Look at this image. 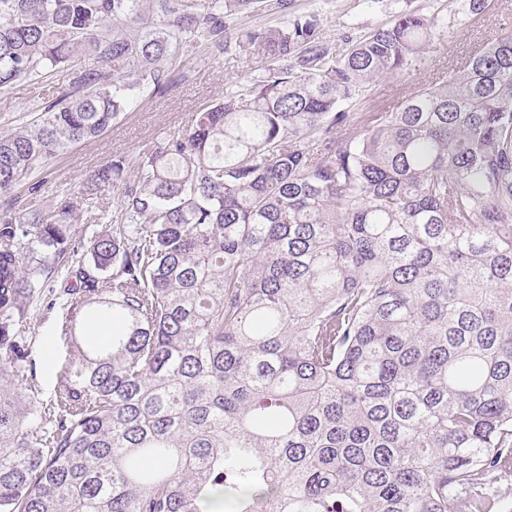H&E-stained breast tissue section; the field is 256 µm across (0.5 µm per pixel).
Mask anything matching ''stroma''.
<instances>
[{
  "instance_id": "35a3bbf8",
  "label": "stroma",
  "mask_w": 512,
  "mask_h": 512,
  "mask_svg": "<svg viewBox=\"0 0 512 512\" xmlns=\"http://www.w3.org/2000/svg\"><path fill=\"white\" fill-rule=\"evenodd\" d=\"M396 0H258L255 9L226 17L224 38L235 41L240 32L267 26H280L295 15L314 13L319 18L320 38L335 53H345L351 39L370 28L391 20ZM512 31V0H497L494 8L474 18L463 31L444 37L422 55L415 70L398 77L383 76L373 84L364 109L377 111L392 104L403 87L432 81L437 74L459 66L472 50L492 36ZM91 57L75 55L38 82H23L0 91V134L14 131L31 119V113L44 103L53 101L68 89L73 77L92 68ZM267 63L258 56L223 51L210 42L194 40L183 49L182 62L163 88L150 84L137 86L130 92L128 107L99 138L71 145L37 173L43 184L32 204L46 210L61 196L77 191L92 171L113 156L135 158L154 148L155 144L189 128L197 113L217 103L224 96L227 83L264 75ZM125 183L105 187L84 202L78 231L107 233L120 223ZM66 283L61 275H53L40 296L29 304L26 331L32 336L29 359L35 383L43 395H50L56 373L65 364L66 348L58 339V326L63 309L57 304Z\"/></svg>"
}]
</instances>
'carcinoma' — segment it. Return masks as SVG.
Masks as SVG:
<instances>
[{
  "label": "carcinoma",
  "instance_id": "cac0c4a2",
  "mask_svg": "<svg viewBox=\"0 0 512 512\" xmlns=\"http://www.w3.org/2000/svg\"><path fill=\"white\" fill-rule=\"evenodd\" d=\"M402 2L342 56L314 13L241 35L268 75L91 173L85 197L135 180L125 223L78 239L74 199L47 216L17 189L257 0H153L136 36L144 0H0L1 89L97 63L0 135V512H506L512 32L353 112L493 6ZM46 272L68 359L43 400L22 323Z\"/></svg>",
  "mask_w": 512,
  "mask_h": 512
}]
</instances>
